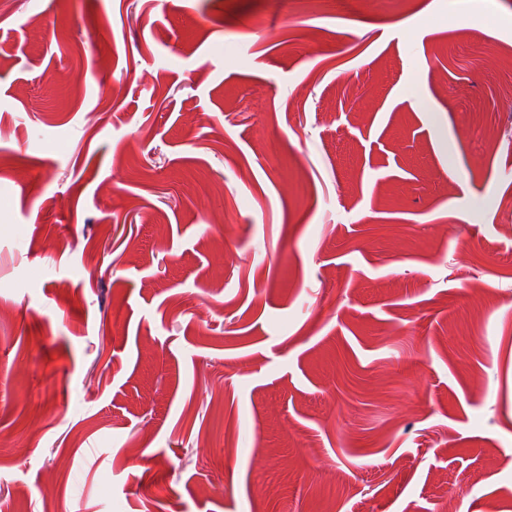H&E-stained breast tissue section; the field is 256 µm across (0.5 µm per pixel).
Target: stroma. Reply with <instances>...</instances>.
Wrapping results in <instances>:
<instances>
[{"instance_id": "35a3bbf8", "label": "stroma", "mask_w": 512, "mask_h": 512, "mask_svg": "<svg viewBox=\"0 0 512 512\" xmlns=\"http://www.w3.org/2000/svg\"><path fill=\"white\" fill-rule=\"evenodd\" d=\"M0 512H512V0H0Z\"/></svg>"}]
</instances>
